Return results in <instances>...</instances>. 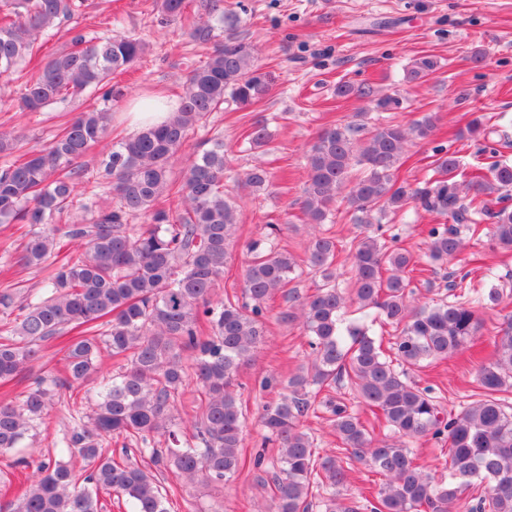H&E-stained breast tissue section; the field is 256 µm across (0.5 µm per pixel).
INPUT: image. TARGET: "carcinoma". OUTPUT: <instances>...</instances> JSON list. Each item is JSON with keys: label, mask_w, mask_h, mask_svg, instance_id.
<instances>
[{"label": "carcinoma", "mask_w": 512, "mask_h": 512, "mask_svg": "<svg viewBox=\"0 0 512 512\" xmlns=\"http://www.w3.org/2000/svg\"><path fill=\"white\" fill-rule=\"evenodd\" d=\"M186 6L187 0H150L152 11L173 22L185 18ZM82 7L84 0H0V75L20 82L21 111L42 112L88 91L109 103L112 75L143 59L136 38L69 26ZM199 7L204 15L189 21V37L212 50L188 71L175 112L162 125L112 143L96 178L85 177L80 160L108 131L107 105L77 113L41 148L25 150L21 135L0 132V224L20 231V261L49 270L47 288L28 295L16 317L0 326V383L26 371L41 343L69 335L65 381L40 377L19 401H0V452L19 447L59 406L73 420L65 447L86 462L81 475L61 461L40 465L22 497L0 504V512H101L103 494L116 495L133 512H168L166 490L153 472L105 453L114 435L126 439L123 453L133 446L190 481H230L246 463L237 375L262 341L268 303L278 293L289 303L283 319L302 320L310 362L288 380L287 395L258 413L263 443L278 448L271 500L259 512H360L358 501L340 492L342 458L320 455L301 423L321 392L345 384L397 434L376 442L350 406L330 395L322 400L345 456L386 477L372 495L371 512H512V407L497 398L512 387V319L497 330L492 357L478 367L481 398L460 412L445 410L433 387L409 377L458 354L478 332L479 312L497 306L503 289L493 282L470 288L463 276L445 285L448 294L414 305L408 286L417 261L405 248L386 246L380 234L389 215L410 208L444 219L427 230L429 264L441 267L463 247L460 227L474 235L485 215L494 219L492 243L511 251L512 162L492 148L494 161L481 174L464 167L458 151L437 146L434 175L414 186L398 179L404 143L429 140L433 114L407 125L326 126L306 154L301 208L310 223L323 224L340 199L355 223L376 225L349 245L350 287H336L337 242L322 232L308 241L305 262L323 284L312 295L290 287L299 262L278 248L273 224L265 238L247 243L242 299L215 303L238 224L224 189L231 183L267 193L274 175L263 163L235 172L219 134L177 186L171 161L212 113L259 104L275 77L255 65L256 47L236 25L224 27L223 0H200ZM64 27L69 46L41 59L44 44ZM438 68L435 58L423 56L405 79ZM402 108L395 94L374 103L378 112ZM106 189L113 204L95 208L93 197ZM76 205L85 216L58 223ZM353 306L378 309L399 330L389 349L346 318ZM103 346L124 364L87 413L74 385L95 370ZM190 381L197 385L198 414L192 439L184 440L170 407ZM158 437L165 447H155ZM424 438L448 445V479H435L419 462L411 445Z\"/></svg>", "instance_id": "1"}]
</instances>
